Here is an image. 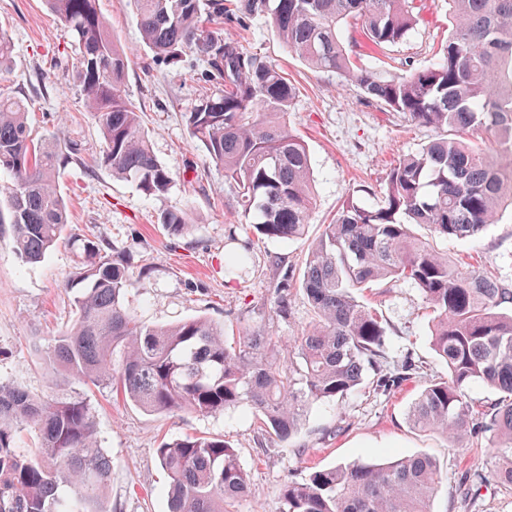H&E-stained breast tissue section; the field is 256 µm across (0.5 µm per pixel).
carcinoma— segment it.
I'll return each mask as SVG.
<instances>
[{
	"mask_svg": "<svg viewBox=\"0 0 512 512\" xmlns=\"http://www.w3.org/2000/svg\"><path fill=\"white\" fill-rule=\"evenodd\" d=\"M78 47L71 78L81 88L104 142L102 163L149 195L165 192L170 172L153 154L136 106L123 94L128 57L97 0H45ZM146 46L158 59L189 52L206 68L207 86L185 123L207 158L237 188L245 215L265 237L305 233L313 204L310 160L286 121L294 87L276 65L224 36V22L266 15L289 50L318 72L339 73L370 101L441 132L387 175L379 202L343 204L309 253L301 288L312 311L296 336L245 334L232 341L223 326L194 317L149 326L130 312L128 263L112 246L86 240L73 273L76 320L48 348L56 373L105 386L146 411L217 414L249 406L282 440L295 435L310 405L335 401L373 374L389 395L417 374L407 361L388 368L386 328L361 300L381 280H409L433 308L432 346L448 369L427 382L409 424L441 433L454 446L487 434L492 480L512 487V289L480 268L448 258L415 237L423 224L439 237L467 238L512 205V0H449L453 26L437 61L405 77L354 66L338 36L361 22L369 45L403 40L417 22L409 0H133ZM486 135V144L472 137ZM81 148L32 138L26 99L0 94V223L12 227L20 258L41 261L68 223L56 188L59 170ZM172 234L189 226L183 212L161 214ZM496 390L491 411L467 389ZM38 431L31 456L18 429ZM170 478L167 512H226L248 489V474L224 440L185 435L157 448ZM112 460L98 447L86 401L75 393L37 398L0 382V512H101ZM438 487L427 455L385 463L354 462L286 481L279 512H431Z\"/></svg>",
	"mask_w": 512,
	"mask_h": 512,
	"instance_id": "obj_1",
	"label": "carcinoma"
}]
</instances>
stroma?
<instances>
[{
	"mask_svg": "<svg viewBox=\"0 0 512 512\" xmlns=\"http://www.w3.org/2000/svg\"><path fill=\"white\" fill-rule=\"evenodd\" d=\"M99 3L130 59L124 92L172 182L164 194L148 196L102 165L104 143L95 118L86 112L79 87L63 79L76 57L71 37L45 0H0V30L13 48L0 91L26 97L34 136L82 148L80 161L61 171L59 191L70 222L44 261L22 262L11 245L10 225L0 223V382L20 384L39 397L77 392L86 398L98 444L112 460L104 512H166L168 476L156 449L161 440L188 434L224 439L247 471L248 490L231 503V512H277L284 480H304L315 469L416 454L435 458L440 470L432 512H512V488L489 481L475 490L464 479L476 468L489 471L482 453L486 436H469L457 448L444 435L415 431L407 420L425 381L448 374L432 347L433 315L409 281L379 282L363 300L387 328L391 364L415 362L419 374L388 396L364 384L339 400L314 403L287 440L262 431L246 406L205 415L148 412L110 389L52 376L45 351L75 318L78 287L72 274L81 240L108 241L127 261L134 286L126 304L146 324L201 316L223 323L230 337L294 336L312 320L301 279L325 224L347 200L375 203L391 167L438 135L401 113L384 111L340 75L308 68L277 38L267 17H252L243 26L225 23V36L287 73L296 89L288 125L305 142L310 159L315 196L306 234L285 241L265 238L243 217L223 169L206 160L186 128L183 114L203 90V61L190 53L173 64L153 60L129 0ZM416 7L419 20L403 41L362 50L354 63L403 77L408 69L435 62L451 27L448 0H417ZM166 211L188 213L185 233L171 234L160 224ZM412 231L512 288L511 208L472 238H434L418 225ZM232 251L247 252L248 260L228 276L224 262ZM280 289L289 290L291 298L284 317L269 309Z\"/></svg>",
	"mask_w": 512,
	"mask_h": 512,
	"instance_id": "obj_1",
	"label": "stroma"
}]
</instances>
